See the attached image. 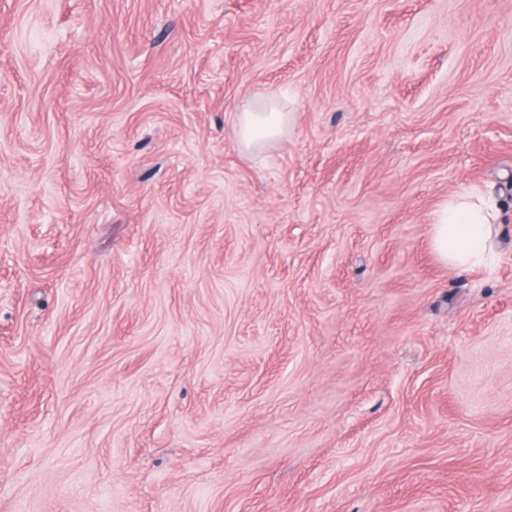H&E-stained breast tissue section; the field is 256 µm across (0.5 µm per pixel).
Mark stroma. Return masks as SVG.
<instances>
[{"label": "stroma", "instance_id": "35a3bbf8", "mask_svg": "<svg viewBox=\"0 0 512 512\" xmlns=\"http://www.w3.org/2000/svg\"><path fill=\"white\" fill-rule=\"evenodd\" d=\"M0 512H512V0H0ZM236 125L240 143L247 148L258 147L279 138L287 131L288 113L244 109L238 112ZM500 212L497 198L483 191L466 189L451 198L432 225L434 248L442 262L458 270L481 264L496 232Z\"/></svg>", "mask_w": 512, "mask_h": 512}]
</instances>
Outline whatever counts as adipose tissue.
I'll return each mask as SVG.
<instances>
[{
    "instance_id": "ef3b65f1",
    "label": "adipose tissue",
    "mask_w": 512,
    "mask_h": 512,
    "mask_svg": "<svg viewBox=\"0 0 512 512\" xmlns=\"http://www.w3.org/2000/svg\"><path fill=\"white\" fill-rule=\"evenodd\" d=\"M288 129L284 112L243 110L237 115V136L248 148L275 140ZM500 218L497 198L467 189L457 193L437 214L432 226L433 244L442 262L466 270L481 264Z\"/></svg>"
}]
</instances>
